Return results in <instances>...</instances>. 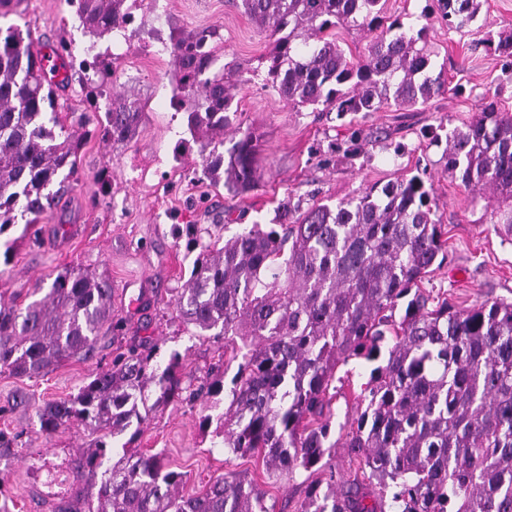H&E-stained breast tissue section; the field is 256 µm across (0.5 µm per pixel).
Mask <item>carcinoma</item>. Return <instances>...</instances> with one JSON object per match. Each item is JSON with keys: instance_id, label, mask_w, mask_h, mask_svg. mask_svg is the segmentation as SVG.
<instances>
[{"instance_id": "carcinoma-1", "label": "carcinoma", "mask_w": 512, "mask_h": 512, "mask_svg": "<svg viewBox=\"0 0 512 512\" xmlns=\"http://www.w3.org/2000/svg\"><path fill=\"white\" fill-rule=\"evenodd\" d=\"M145 0H68L90 45L80 58L72 44L49 46L78 68L84 93L81 129L66 127L56 89L72 80L47 71L31 30H0V234L16 224L15 202L25 199L32 221L47 212L58 190L78 174L79 153L91 135L114 144L135 137L146 102L111 93L107 35L126 36ZM271 40L265 81L299 112L343 117L426 105L445 86L434 73L428 33L433 20L461 31L476 19L481 0H436L418 26L384 11L383 0H235ZM368 39L349 57L336 29ZM218 33L170 31L163 47L174 61L176 111L205 146L224 144L233 123V90L242 81L236 62L213 67ZM447 169L459 172L473 199L498 202L489 223L512 231V114L485 95L464 130L446 134ZM202 171L217 187L244 192L257 183L256 138L246 134L227 153L202 156ZM426 172L373 185L361 195L303 210L280 203L278 221L252 224L202 245L190 278L175 298L192 335L224 340L237 362L230 387L224 374L194 385L178 351L160 346L116 354L77 394L38 411L41 431L71 423L94 435L81 459L87 486L60 512H273L266 492L231 474L185 495L183 475L160 453L132 447L149 414L177 403L202 405V423H219L224 447L239 457H262L272 475L329 468L347 448L364 461L366 479L394 489L401 512H512V302H484L459 310L434 307L418 281L446 259L443 225L435 219ZM108 281L80 269L57 273L45 295L23 308L0 302V371L39 375L62 361L91 354L112 319ZM405 303L400 321L393 320ZM351 359L378 362L362 401L366 408L338 436L325 409L336 366ZM228 400L214 416L219 396ZM131 431L112 465L108 438ZM300 512H384L366 495L310 486Z\"/></svg>"}]
</instances>
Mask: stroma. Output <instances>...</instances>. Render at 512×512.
Wrapping results in <instances>:
<instances>
[{
  "label": "stroma",
  "mask_w": 512,
  "mask_h": 512,
  "mask_svg": "<svg viewBox=\"0 0 512 512\" xmlns=\"http://www.w3.org/2000/svg\"><path fill=\"white\" fill-rule=\"evenodd\" d=\"M143 21L139 36L114 47L119 58L113 92L134 91L148 101L135 138L115 145L88 137L77 180L38 219L36 232L18 223L0 235L1 300L26 305L37 282L48 284L65 268H81L109 278L112 314L124 321L118 331L103 326L90 358L64 361L36 378L0 373V505L8 512H55L83 487L78 459L88 431L73 424L46 436L37 410L77 394L117 350L147 340L159 344L162 354L183 353L195 378L206 377L218 359V344L190 336L174 305L197 256L187 241L220 244L243 225L274 223L279 200L332 204L427 170L436 214L447 230L448 258L422 288L461 309L485 300L512 302V235L488 223L485 202H472L458 174L446 171L439 142L444 130L468 123L483 95H496L512 113V62L484 45L512 31V0H483L468 32L440 24L431 29L433 61L450 84L432 107L362 112L350 121L333 112H295L279 101L264 84L270 42L233 0H161L158 9L144 10ZM173 24L188 32L217 29L224 40L220 63L234 61L245 70L235 92L236 120L224 143L232 145L248 132L256 136L259 178L249 192L209 185L201 146L170 103L173 64L161 53L159 38ZM11 25L30 26L38 49L62 39L79 48L89 42L66 0H5L0 27ZM355 131L367 141L357 155L349 152ZM103 170L110 175L106 187L98 180ZM370 370L360 360L338 368L330 407L334 428L349 426L363 410L358 394ZM201 415V407L186 404L158 409L136 445L162 453L171 470L184 474L183 494L233 472L263 484L275 512H297L307 496L306 473L267 477L261 460L229 453L218 429L202 425Z\"/></svg>",
  "instance_id": "stroma-1"
}]
</instances>
